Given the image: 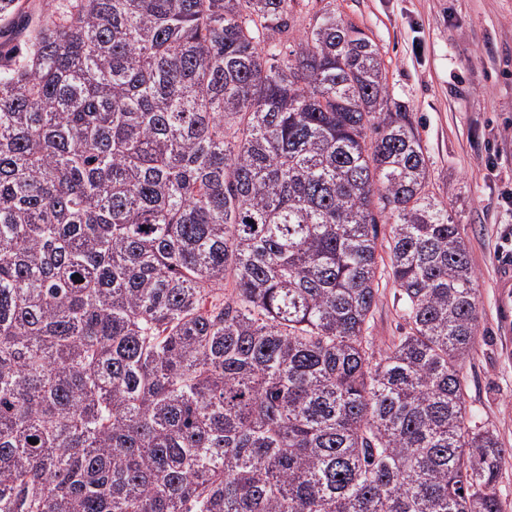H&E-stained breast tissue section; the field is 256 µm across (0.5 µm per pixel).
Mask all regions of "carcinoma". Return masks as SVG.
<instances>
[{"label": "carcinoma", "mask_w": 512, "mask_h": 512, "mask_svg": "<svg viewBox=\"0 0 512 512\" xmlns=\"http://www.w3.org/2000/svg\"><path fill=\"white\" fill-rule=\"evenodd\" d=\"M295 2L0 0V512H505L459 225ZM379 301L370 319V336H374L381 348H386L398 336L405 333V322L401 318V303L387 274L379 281Z\"/></svg>", "instance_id": "1"}]
</instances>
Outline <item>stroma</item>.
I'll return each instance as SVG.
<instances>
[{
  "instance_id": "stroma-1",
  "label": "stroma",
  "mask_w": 512,
  "mask_h": 512,
  "mask_svg": "<svg viewBox=\"0 0 512 512\" xmlns=\"http://www.w3.org/2000/svg\"><path fill=\"white\" fill-rule=\"evenodd\" d=\"M380 50L391 93L413 113L429 189L461 227L477 278L479 338L462 365L466 419L512 448V338L499 321L498 262L512 255V0H330ZM370 333L404 335L389 278Z\"/></svg>"
}]
</instances>
